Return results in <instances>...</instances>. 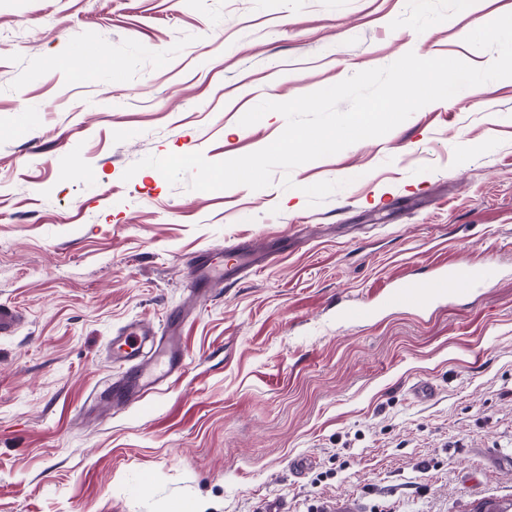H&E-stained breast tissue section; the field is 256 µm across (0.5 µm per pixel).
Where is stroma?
Instances as JSON below:
<instances>
[{
	"mask_svg": "<svg viewBox=\"0 0 512 512\" xmlns=\"http://www.w3.org/2000/svg\"><path fill=\"white\" fill-rule=\"evenodd\" d=\"M512 0H0V512H476L512 504V78L269 187L170 185L151 155L272 143L285 102L464 41ZM95 63L71 59L80 43ZM319 181L342 187L312 206ZM275 249L192 298L199 253ZM465 298L379 303L439 265ZM363 311L346 318L351 304ZM188 312L187 368L113 403L110 340ZM426 382L432 399L415 397ZM311 461L306 473L292 461Z\"/></svg>",
	"mask_w": 512,
	"mask_h": 512,
	"instance_id": "35a3bbf8",
	"label": "stroma"
}]
</instances>
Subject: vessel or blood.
Wrapping results in <instances>:
<instances>
[{"label":"vessel or blood","instance_id":"b4317fda","mask_svg":"<svg viewBox=\"0 0 512 512\" xmlns=\"http://www.w3.org/2000/svg\"><path fill=\"white\" fill-rule=\"evenodd\" d=\"M272 252L244 242L224 248L223 265H214L205 255L195 256L189 263L186 281L191 288L214 284L220 280L235 281L253 275L266 267ZM494 269L488 265H442L429 280L401 282L390 295L394 303H425L448 288L456 296L469 294L489 281ZM176 319L154 326L134 320L119 329L112 338V364L117 374L112 379L114 402L129 404L145 399L171 380L180 378L186 366Z\"/></svg>","mask_w":512,"mask_h":512}]
</instances>
